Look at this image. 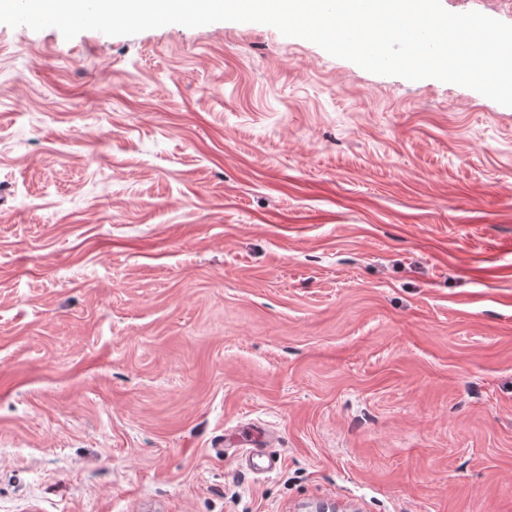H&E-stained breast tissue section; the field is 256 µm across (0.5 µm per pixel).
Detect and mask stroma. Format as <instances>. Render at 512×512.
Masks as SVG:
<instances>
[{"label":"stroma","instance_id":"35a3bbf8","mask_svg":"<svg viewBox=\"0 0 512 512\" xmlns=\"http://www.w3.org/2000/svg\"><path fill=\"white\" fill-rule=\"evenodd\" d=\"M319 503L512 512V107L258 23H0V512ZM269 438L261 429H254L247 439H243L236 433H228L224 436V445L228 448H249L243 453L247 464L258 472L274 471L279 464V458L268 453L264 448L268 447Z\"/></svg>","mask_w":512,"mask_h":512}]
</instances>
